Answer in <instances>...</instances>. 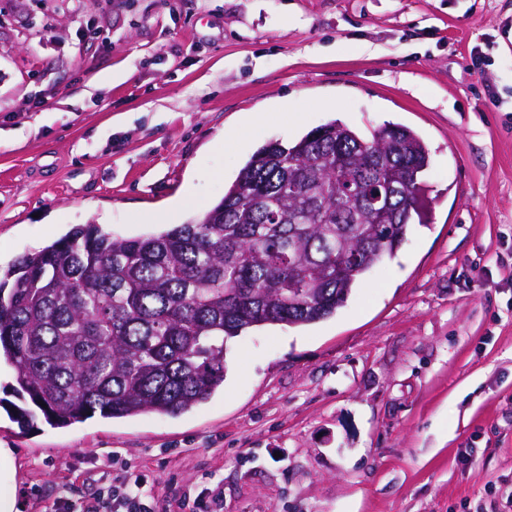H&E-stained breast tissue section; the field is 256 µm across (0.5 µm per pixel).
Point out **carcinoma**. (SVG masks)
I'll list each match as a JSON object with an SVG mask.
<instances>
[{
  "instance_id": "carcinoma-1",
  "label": "carcinoma",
  "mask_w": 512,
  "mask_h": 512,
  "mask_svg": "<svg viewBox=\"0 0 512 512\" xmlns=\"http://www.w3.org/2000/svg\"><path fill=\"white\" fill-rule=\"evenodd\" d=\"M322 128L259 148L185 224L137 238L79 225L0 269V359L34 405L11 418L185 413L224 382L227 339L334 315L406 240L429 152L397 124Z\"/></svg>"
}]
</instances>
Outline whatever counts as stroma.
I'll return each instance as SVG.
<instances>
[{"instance_id":"35a3bbf8","label":"stroma","mask_w":512,"mask_h":512,"mask_svg":"<svg viewBox=\"0 0 512 512\" xmlns=\"http://www.w3.org/2000/svg\"><path fill=\"white\" fill-rule=\"evenodd\" d=\"M334 118L406 125L430 152L394 257L330 318L228 339L192 412L23 434L0 408L13 512L96 505L112 452L157 512L201 494L223 512H504L512 0H0V265L79 224L185 223L263 144Z\"/></svg>"}]
</instances>
